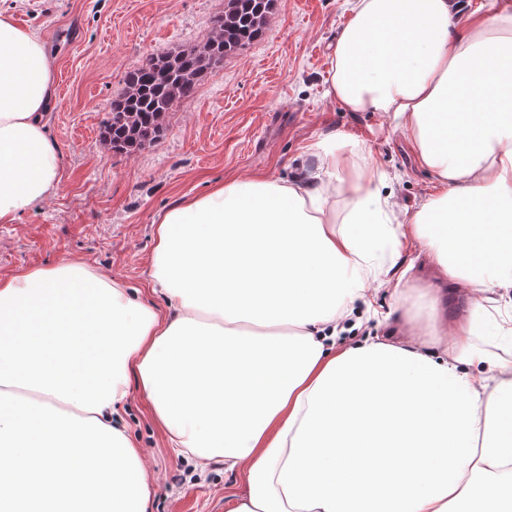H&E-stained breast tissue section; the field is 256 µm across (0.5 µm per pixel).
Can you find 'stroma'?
Here are the masks:
<instances>
[{
  "label": "stroma",
  "instance_id": "1",
  "mask_svg": "<svg viewBox=\"0 0 512 512\" xmlns=\"http://www.w3.org/2000/svg\"><path fill=\"white\" fill-rule=\"evenodd\" d=\"M15 22L34 31L54 56L55 93L49 135L60 156L55 195L0 224V278L67 258L151 293L150 257L158 218L183 198L245 175L288 178L305 162V147L332 132L365 141L393 179L400 205L416 209L435 190L419 167L407 134L377 112H349L325 97L332 51L349 18L348 0H275L261 39L224 58L194 98L173 107L160 137L144 149L116 154L101 123L125 90V75L150 55L203 44L224 0H0ZM405 274L408 299L397 306L386 291L373 297L376 318L346 334L426 340L424 320L408 312L436 298L442 321L470 312L448 297V278L425 253L407 248L390 276ZM143 449L152 486L151 512H226L228 497L246 492L239 470L211 463L193 472L168 448L147 400L132 389L120 410Z\"/></svg>",
  "mask_w": 512,
  "mask_h": 512
}]
</instances>
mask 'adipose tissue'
<instances>
[{"mask_svg": "<svg viewBox=\"0 0 512 512\" xmlns=\"http://www.w3.org/2000/svg\"><path fill=\"white\" fill-rule=\"evenodd\" d=\"M350 11L326 94L406 132L438 192L400 212L369 145L335 133L292 179L223 182L159 219L151 289L170 318L81 261L0 278V478L27 512H147L114 420L133 376L178 454L242 469L228 512H512V0ZM53 69L0 10V224L59 185ZM409 241L471 315L433 354L337 342L370 288L404 298L385 256Z\"/></svg>", "mask_w": 512, "mask_h": 512, "instance_id": "1", "label": "adipose tissue"}]
</instances>
